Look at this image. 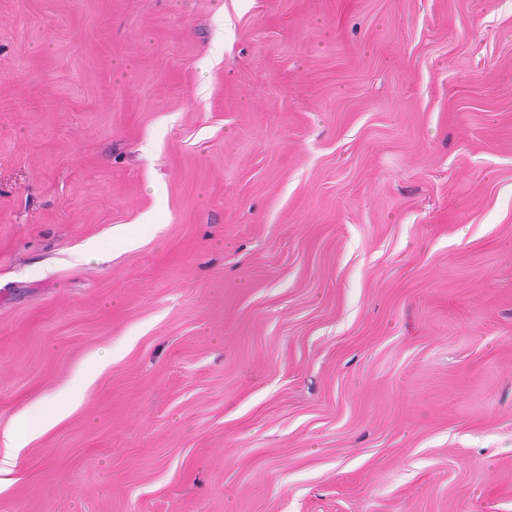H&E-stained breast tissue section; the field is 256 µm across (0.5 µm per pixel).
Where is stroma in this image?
Wrapping results in <instances>:
<instances>
[{"mask_svg": "<svg viewBox=\"0 0 512 512\" xmlns=\"http://www.w3.org/2000/svg\"><path fill=\"white\" fill-rule=\"evenodd\" d=\"M28 417L0 512H512V0H0Z\"/></svg>", "mask_w": 512, "mask_h": 512, "instance_id": "stroma-1", "label": "stroma"}]
</instances>
